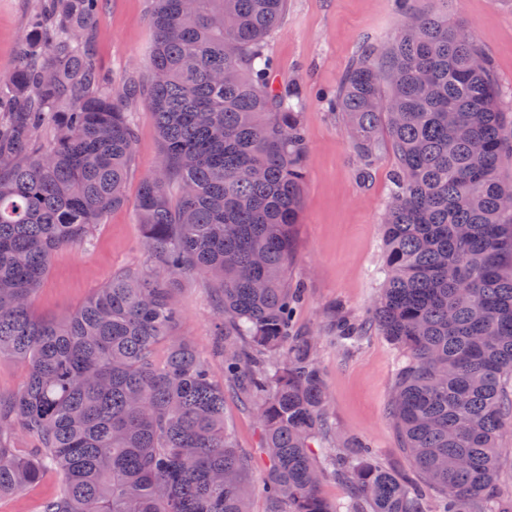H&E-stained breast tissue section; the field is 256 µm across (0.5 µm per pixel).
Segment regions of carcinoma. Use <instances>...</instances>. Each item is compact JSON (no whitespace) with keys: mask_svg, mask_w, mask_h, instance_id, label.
<instances>
[{"mask_svg":"<svg viewBox=\"0 0 512 512\" xmlns=\"http://www.w3.org/2000/svg\"><path fill=\"white\" fill-rule=\"evenodd\" d=\"M402 13L395 36L363 45L335 107L372 179L377 132L396 159L383 220L384 280L367 318L399 352L389 415L414 475L357 437L333 434L316 337L294 329L287 279L306 178L299 91L275 85L264 42L287 0H154L149 72L104 82L90 48L98 0H37L17 65L0 79V356L28 367L0 397V495L52 464L61 493L41 512H250V468L224 423V387L180 334L179 280L220 294L224 380L253 405L269 468L266 512H512L496 486L512 428V118L487 54L448 0ZM142 98L165 181L136 203L143 269L112 275L82 306L38 318L31 301L56 252L90 243L126 203ZM49 131L41 143L42 131ZM327 478L348 502L320 494Z\"/></svg>","mask_w":512,"mask_h":512,"instance_id":"carcinoma-1","label":"carcinoma"}]
</instances>
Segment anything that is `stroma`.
Returning a JSON list of instances; mask_svg holds the SVG:
<instances>
[{
	"instance_id": "1",
	"label": "stroma",
	"mask_w": 512,
	"mask_h": 512,
	"mask_svg": "<svg viewBox=\"0 0 512 512\" xmlns=\"http://www.w3.org/2000/svg\"><path fill=\"white\" fill-rule=\"evenodd\" d=\"M35 0H0V76L13 69ZM151 0H101V18L92 30L93 52L112 84L128 76L147 80L154 32ZM448 18L465 24L490 57L500 105L512 113V0H448ZM400 20L396 0H288L287 9L265 43L276 81L297 85L306 140L302 212L296 231L291 279L303 282L305 300L296 328L322 337L319 363L329 399L327 413L337 430L360 437L377 449L382 462L411 471L388 416L399 353L383 337L370 336L353 354L329 341L338 316L359 319L381 287L382 224L391 195L395 159L381 147L373 159V179L360 183L351 135L332 108L336 89L365 38H389ZM137 138L126 181V203L110 211L93 232L92 246L74 245L54 256L32 310L59 316L80 307L114 273L144 266L142 226L136 200L141 183L161 151L155 121L144 101L130 105ZM181 334L213 358L217 312L213 283L200 275L182 279L176 291ZM224 416L241 453L252 467L246 476L252 512H266L261 491L268 461L251 408L226 388ZM63 489L60 475L46 469L40 480L0 496V512H39L42 502Z\"/></svg>"
}]
</instances>
